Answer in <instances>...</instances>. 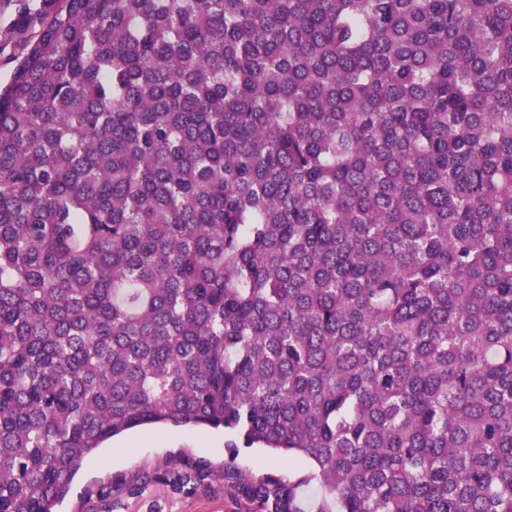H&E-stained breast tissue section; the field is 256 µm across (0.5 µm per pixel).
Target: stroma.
I'll return each mask as SVG.
<instances>
[{
  "label": "stroma",
  "instance_id": "1",
  "mask_svg": "<svg viewBox=\"0 0 512 512\" xmlns=\"http://www.w3.org/2000/svg\"><path fill=\"white\" fill-rule=\"evenodd\" d=\"M220 429L156 424L117 436L86 457L70 492L57 512H238L224 493V443ZM209 463L214 476L210 487L177 491L164 480L167 470L187 461ZM235 463L254 472L285 474L310 470L308 460L270 448L241 449ZM152 475L140 485L142 475Z\"/></svg>",
  "mask_w": 512,
  "mask_h": 512
}]
</instances>
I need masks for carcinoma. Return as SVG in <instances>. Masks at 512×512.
I'll use <instances>...</instances> for the list:
<instances>
[{
  "label": "carcinoma",
  "mask_w": 512,
  "mask_h": 512,
  "mask_svg": "<svg viewBox=\"0 0 512 512\" xmlns=\"http://www.w3.org/2000/svg\"><path fill=\"white\" fill-rule=\"evenodd\" d=\"M15 12L0 512L161 422L232 436L244 512H512V0ZM235 465L254 472L287 475L288 471L305 472L312 468L306 459L288 456L271 448H241Z\"/></svg>",
  "instance_id": "carcinoma-1"
}]
</instances>
